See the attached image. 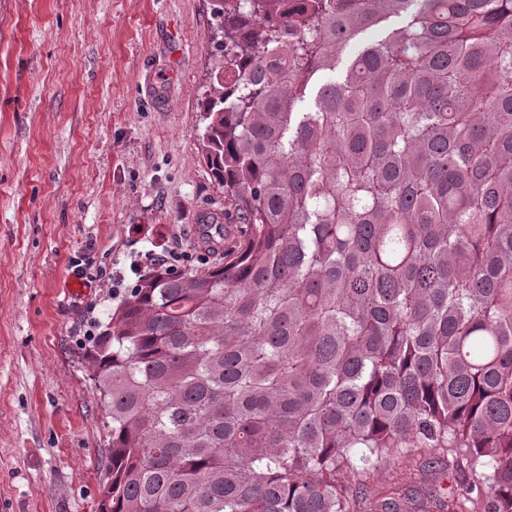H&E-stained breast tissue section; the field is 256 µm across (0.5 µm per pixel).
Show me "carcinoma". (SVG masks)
I'll return each instance as SVG.
<instances>
[{
    "mask_svg": "<svg viewBox=\"0 0 512 512\" xmlns=\"http://www.w3.org/2000/svg\"><path fill=\"white\" fill-rule=\"evenodd\" d=\"M212 15L201 149L234 223L224 263L157 265L88 339L98 512H359L340 475L450 448L484 469L485 512H512V0ZM411 485L370 512H468L470 490ZM399 22L400 18H390L389 20L381 23L380 25L372 27L360 33L358 38L355 41L351 42L350 46L347 48L345 52V55H354L359 50L361 45L373 40L380 39L386 34L390 27L397 25Z\"/></svg>",
    "mask_w": 512,
    "mask_h": 512,
    "instance_id": "carcinoma-1",
    "label": "carcinoma"
}]
</instances>
